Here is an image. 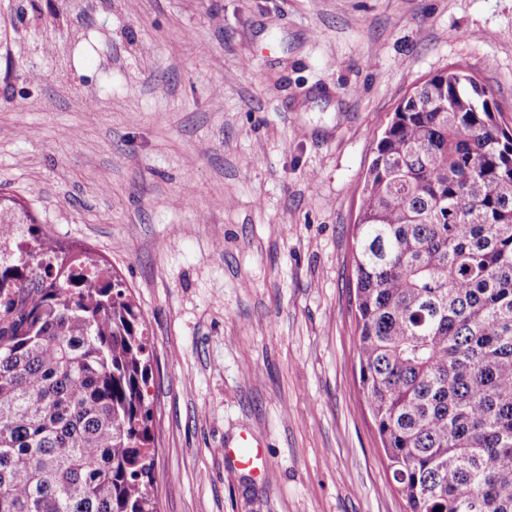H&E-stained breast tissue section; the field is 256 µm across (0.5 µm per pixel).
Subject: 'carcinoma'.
<instances>
[{
  "label": "carcinoma",
  "mask_w": 512,
  "mask_h": 512,
  "mask_svg": "<svg viewBox=\"0 0 512 512\" xmlns=\"http://www.w3.org/2000/svg\"><path fill=\"white\" fill-rule=\"evenodd\" d=\"M474 73L394 113L356 225L359 375L406 512H512V131ZM0 265V512H156L145 321L92 260Z\"/></svg>",
  "instance_id": "cac0c4a2"
}]
</instances>
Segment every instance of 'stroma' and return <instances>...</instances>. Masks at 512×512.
Returning <instances> with one entry per match:
<instances>
[{
	"instance_id": "1",
	"label": "stroma",
	"mask_w": 512,
	"mask_h": 512,
	"mask_svg": "<svg viewBox=\"0 0 512 512\" xmlns=\"http://www.w3.org/2000/svg\"><path fill=\"white\" fill-rule=\"evenodd\" d=\"M512 0H0V194L141 310L157 512H405L363 397L355 226L401 102ZM267 470L220 455L241 433Z\"/></svg>"
}]
</instances>
